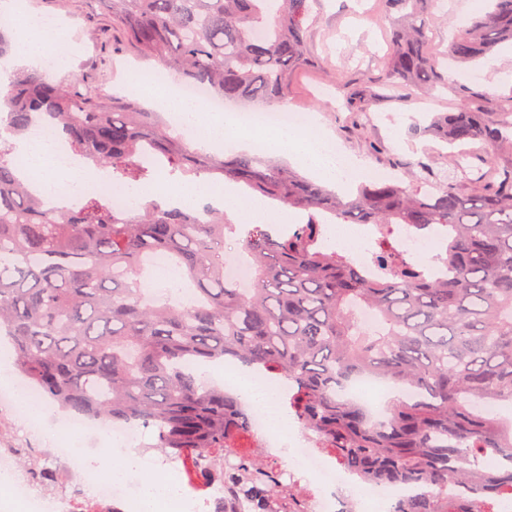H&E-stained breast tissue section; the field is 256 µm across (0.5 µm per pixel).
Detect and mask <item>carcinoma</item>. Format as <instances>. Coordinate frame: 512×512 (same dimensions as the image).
I'll return each mask as SVG.
<instances>
[{
  "mask_svg": "<svg viewBox=\"0 0 512 512\" xmlns=\"http://www.w3.org/2000/svg\"><path fill=\"white\" fill-rule=\"evenodd\" d=\"M112 23L138 54L175 79L226 101L282 105L288 74L307 54L316 0H107ZM457 27L448 57L469 62L512 41V0ZM402 14L391 31L385 82L431 87L439 79L427 46L438 0H380ZM0 15V59L14 54ZM0 126V335L19 373L45 400L86 418L139 421L169 456L209 448L222 457L195 474L224 483L236 512H300L304 491L267 464L250 417L234 396L197 383L184 362L231 356L292 382L288 408L346 470L380 487L415 494L392 512H474L454 481L490 504L512 494V431L473 402H512V108L469 104L434 117L418 136L449 144L479 140L475 185L454 179L404 187L372 180L347 198L253 154L219 158L174 135L155 112L118 106L78 77L56 81L16 65ZM40 120L122 185H146L143 154L184 174L208 173L300 209L307 221L284 235L245 228L250 286L224 275V211L173 208L156 199L134 210L111 205L112 189L48 207L17 174L14 141ZM378 224V269L319 242L325 216ZM443 231L429 276L395 247L392 229ZM163 252L193 285L186 307L147 299L148 256ZM375 314L370 327L359 312ZM361 376L401 389L380 418L345 396Z\"/></svg>",
  "mask_w": 512,
  "mask_h": 512,
  "instance_id": "carcinoma-1",
  "label": "carcinoma"
}]
</instances>
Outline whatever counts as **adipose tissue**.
I'll return each mask as SVG.
<instances>
[{
  "label": "adipose tissue",
  "instance_id": "adipose-tissue-1",
  "mask_svg": "<svg viewBox=\"0 0 512 512\" xmlns=\"http://www.w3.org/2000/svg\"><path fill=\"white\" fill-rule=\"evenodd\" d=\"M14 34L22 47L23 60L33 67H45L49 52L61 46L66 40L62 27L47 28L38 19L18 14ZM139 95L144 100L164 103L166 108L181 113L184 123L202 142L239 143L247 149L261 148L295 160L314 177L336 184L355 179L371 177L372 171L362 162H354L348 171L337 168L331 157L317 149L316 144L322 131L317 116H310L306 129L280 127L262 139L243 135L239 127V114L234 110L211 113L202 106L176 97L173 93L158 87L140 83ZM49 151L46 146L34 143L25 145L22 151L21 172L42 194L57 196L60 188H67L71 194H81L98 188L97 179L87 169H71L65 181H58L48 169ZM209 196L223 200L228 215L244 218L250 224H271L279 218L278 213L269 209L261 200L242 199L234 184L202 181L187 191L177 192L180 204L190 205L199 197Z\"/></svg>",
  "mask_w": 512,
  "mask_h": 512
}]
</instances>
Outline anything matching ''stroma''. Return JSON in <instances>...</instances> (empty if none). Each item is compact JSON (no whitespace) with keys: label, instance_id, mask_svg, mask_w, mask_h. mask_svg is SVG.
<instances>
[{"label":"stroma","instance_id":"stroma-1","mask_svg":"<svg viewBox=\"0 0 512 512\" xmlns=\"http://www.w3.org/2000/svg\"><path fill=\"white\" fill-rule=\"evenodd\" d=\"M24 6L40 17L57 16L68 29L67 49L50 68L51 76L79 74L105 97L127 100L124 85L140 63L103 0H24ZM316 11L308 34L315 63L289 74L288 109L315 113L348 159L363 160L373 171L407 184L421 177V163L437 177L452 179L472 155L485 154L478 141L450 147L412 133L431 113L451 112L469 101L490 112L512 106V83L499 78L512 72V44L499 45L488 58L461 70L448 61L451 31L474 15L473 0H444L445 18L428 44L443 79L430 93L382 83L395 18L377 0H319ZM0 431L18 448L39 444L50 433L58 439L75 434L53 414L44 416L41 431H30L13 409L0 414Z\"/></svg>","mask_w":512,"mask_h":512}]
</instances>
